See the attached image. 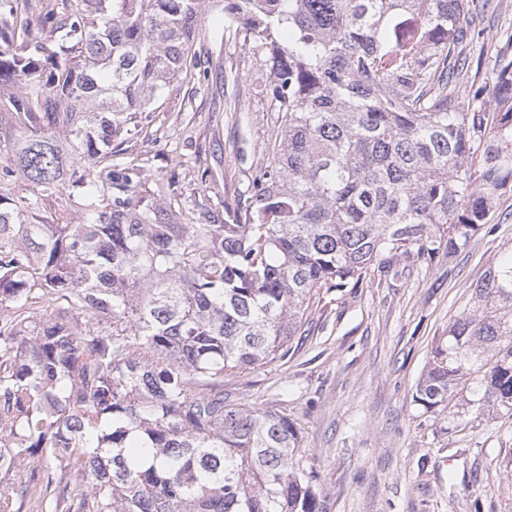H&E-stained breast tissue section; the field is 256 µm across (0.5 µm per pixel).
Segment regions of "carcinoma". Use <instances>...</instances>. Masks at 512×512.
I'll list each match as a JSON object with an SVG mask.
<instances>
[{"label": "carcinoma", "mask_w": 512, "mask_h": 512, "mask_svg": "<svg viewBox=\"0 0 512 512\" xmlns=\"http://www.w3.org/2000/svg\"><path fill=\"white\" fill-rule=\"evenodd\" d=\"M205 0H0V512H322L294 419L224 403L306 303L453 257L512 189V58L477 0H224L277 113L250 203L129 156L201 69ZM416 401L512 410V254ZM483 14L486 50L483 54L476 51L470 59V81L480 83L491 73L495 65V57L500 49L506 50L511 57L509 35L512 34V0H489Z\"/></svg>", "instance_id": "1"}]
</instances>
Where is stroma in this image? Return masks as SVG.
Instances as JSON below:
<instances>
[{
	"label": "stroma",
	"instance_id": "1",
	"mask_svg": "<svg viewBox=\"0 0 512 512\" xmlns=\"http://www.w3.org/2000/svg\"><path fill=\"white\" fill-rule=\"evenodd\" d=\"M197 43L209 87L174 88L137 142L153 173L210 170L214 201L236 204L265 165L273 114L257 94L262 72L208 0ZM486 49L470 59L484 81L512 43V0H488ZM512 252V190L501 191L487 226L452 258L400 262L397 277L367 276L323 291L285 358L224 380L226 403L276 409L300 429L299 459L315 476L323 512H512V411L458 418L414 400L435 346L467 306L490 265Z\"/></svg>",
	"mask_w": 512,
	"mask_h": 512
}]
</instances>
